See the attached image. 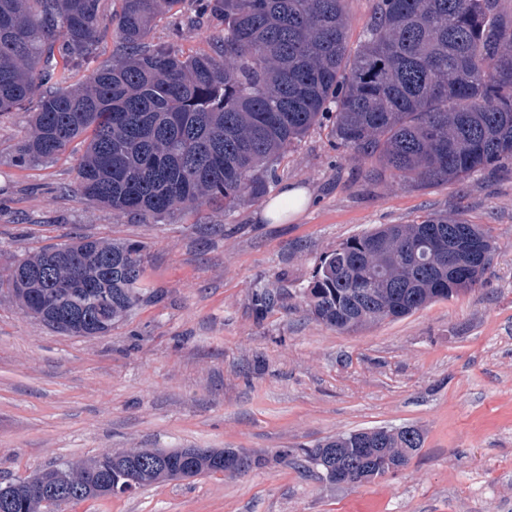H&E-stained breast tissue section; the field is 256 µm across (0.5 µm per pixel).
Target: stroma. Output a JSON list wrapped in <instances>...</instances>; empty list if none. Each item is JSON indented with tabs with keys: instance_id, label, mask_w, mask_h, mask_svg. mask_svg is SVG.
Returning a JSON list of instances; mask_svg holds the SVG:
<instances>
[{
	"instance_id": "obj_1",
	"label": "stroma",
	"mask_w": 512,
	"mask_h": 512,
	"mask_svg": "<svg viewBox=\"0 0 512 512\" xmlns=\"http://www.w3.org/2000/svg\"><path fill=\"white\" fill-rule=\"evenodd\" d=\"M182 11V51L214 53L223 25ZM27 128L26 112L0 114V271L84 236L140 242L149 262L142 301L99 336L60 332L0 289V483L129 448H235L271 461L59 512H512V172L421 187L336 150L321 125L269 188L308 190L287 223L262 221L261 198L147 223L74 193L82 145L18 165ZM434 213L490 229L484 288L349 333L308 314L303 291L336 246ZM280 288L283 301L256 307ZM402 426L422 430L419 453L358 487L274 460Z\"/></svg>"
}]
</instances>
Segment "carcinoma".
<instances>
[{"mask_svg": "<svg viewBox=\"0 0 512 512\" xmlns=\"http://www.w3.org/2000/svg\"><path fill=\"white\" fill-rule=\"evenodd\" d=\"M0 0V113L27 108L21 164L84 151L75 191L156 220L174 211L232 208L263 196L284 154L314 126L333 124L336 148L418 185L460 182L512 162V15L502 0H375L356 48L347 0H190L224 21L213 55L174 44L181 0ZM171 16L172 41L150 43ZM112 36L123 56L74 82ZM491 231L456 216L380 225L339 244L305 291L307 311L354 331L485 283ZM147 264L136 241L78 238L12 263L0 275L34 316L75 336L116 324L142 298ZM414 426L359 430L304 450L326 479L340 467L378 478L414 458ZM63 463L5 484L0 512H56L132 489L224 472L248 474L263 456L235 448H137Z\"/></svg>", "mask_w": 512, "mask_h": 512, "instance_id": "cac0c4a2", "label": "carcinoma"}]
</instances>
